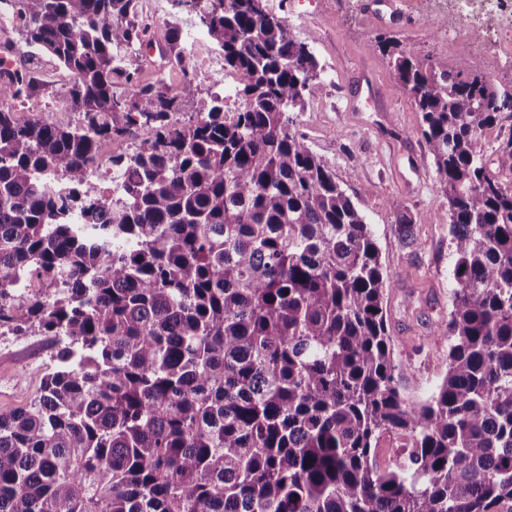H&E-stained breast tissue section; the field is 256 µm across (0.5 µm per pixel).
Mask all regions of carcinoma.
I'll return each instance as SVG.
<instances>
[{
    "instance_id": "cac0c4a2",
    "label": "carcinoma",
    "mask_w": 512,
    "mask_h": 512,
    "mask_svg": "<svg viewBox=\"0 0 512 512\" xmlns=\"http://www.w3.org/2000/svg\"><path fill=\"white\" fill-rule=\"evenodd\" d=\"M13 10L74 76L83 122L0 109V327L59 338L38 400L0 409V512H512V182L476 149L512 96L483 62L438 71L370 40L421 112L450 216L448 372L409 402L374 231L295 128L317 61L285 18L265 0L201 16L239 79L226 112L188 78L112 90L147 41L135 0ZM159 53L182 64L177 28ZM186 99L197 120L171 122ZM131 133L103 212L86 172ZM496 152L511 172L512 136ZM43 277L54 291L19 305ZM387 436L402 453L382 469Z\"/></svg>"
}]
</instances>
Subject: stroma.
I'll return each instance as SVG.
<instances>
[{"label":"stroma","mask_w":512,"mask_h":512,"mask_svg":"<svg viewBox=\"0 0 512 512\" xmlns=\"http://www.w3.org/2000/svg\"><path fill=\"white\" fill-rule=\"evenodd\" d=\"M368 0H267L286 18L295 39L308 44L321 73L320 92L296 113V128L311 149L333 169L336 180L371 224L391 278L387 317L394 342L398 381L407 398L429 394L448 370V340L434 336L447 320L455 283L451 276L448 204L436 179L434 160L421 133V118L401 93L386 57L370 51L378 33L398 38L405 49L436 68L453 66L460 51L447 43L438 18L412 7L403 16L384 8L382 20L367 12ZM211 0L192 5L177 0H137L148 34L163 40L170 27L182 31L186 68L171 69L168 83L191 78L200 95L224 98L226 111L242 101L234 95L237 77L214 74L218 49L199 23ZM33 72L40 92L10 100L17 119L53 112L57 123H77L68 107L72 75L47 54L20 57ZM416 225L418 240L404 247L396 233L398 215ZM57 340L37 329L17 334L0 328V407L21 408L40 394Z\"/></svg>","instance_id":"stroma-1"}]
</instances>
